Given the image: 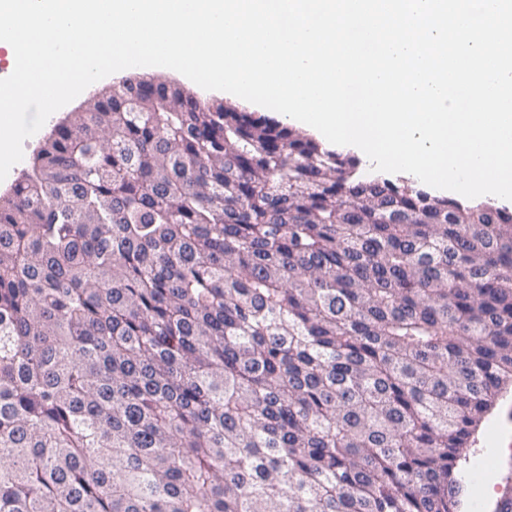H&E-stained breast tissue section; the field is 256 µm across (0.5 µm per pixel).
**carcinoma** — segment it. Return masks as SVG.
<instances>
[{
  "instance_id": "cac0c4a2",
  "label": "carcinoma",
  "mask_w": 512,
  "mask_h": 512,
  "mask_svg": "<svg viewBox=\"0 0 512 512\" xmlns=\"http://www.w3.org/2000/svg\"><path fill=\"white\" fill-rule=\"evenodd\" d=\"M512 212L155 79L0 197V512H458Z\"/></svg>"
}]
</instances>
